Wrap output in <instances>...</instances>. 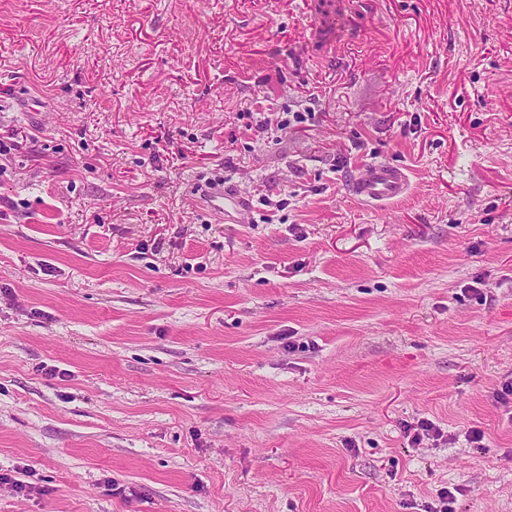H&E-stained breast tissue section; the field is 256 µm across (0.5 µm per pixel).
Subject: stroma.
<instances>
[{
	"mask_svg": "<svg viewBox=\"0 0 512 512\" xmlns=\"http://www.w3.org/2000/svg\"><path fill=\"white\" fill-rule=\"evenodd\" d=\"M0 143V512H512V0H0ZM409 189L408 176L402 168L385 163L369 165L352 183V190L364 202L385 206L403 197ZM198 191L205 200L209 211L223 219L230 213L229 209L234 211L238 208L239 202L233 195L224 191V183L222 181L215 183L211 187L202 184Z\"/></svg>",
	"mask_w": 512,
	"mask_h": 512,
	"instance_id": "35a3bbf8",
	"label": "stroma"
}]
</instances>
